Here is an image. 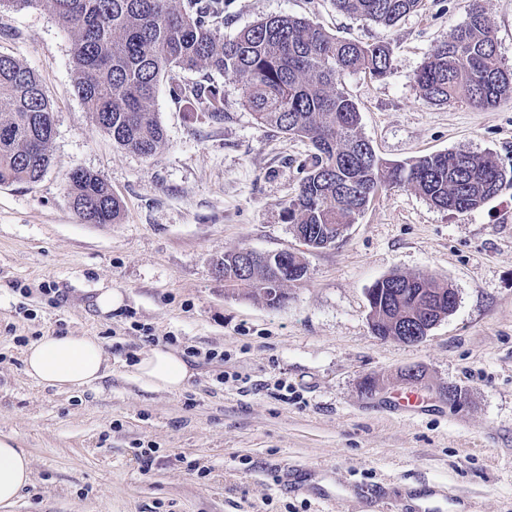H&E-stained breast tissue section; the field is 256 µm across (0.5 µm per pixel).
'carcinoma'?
I'll return each instance as SVG.
<instances>
[{
    "mask_svg": "<svg viewBox=\"0 0 512 512\" xmlns=\"http://www.w3.org/2000/svg\"><path fill=\"white\" fill-rule=\"evenodd\" d=\"M45 4L72 35L74 90L100 131L119 147L156 154L163 129L154 109L160 77L173 69H207L243 82L244 98L258 122L308 140L315 153L288 222L311 235L313 248L342 237L383 185L407 184L437 208L479 209L496 196L504 175L491 158L462 150L419 156L385 166L359 136L360 113L339 87L344 74L384 79L391 49L383 42L340 39L290 15L267 17L226 39L220 34L223 0H0V9ZM336 11L390 27L420 9L422 0H333ZM426 100L465 101L475 108L512 99V68L497 51L483 0H468L467 20L455 27L416 74ZM195 101L211 119H224V93L214 84L171 88ZM54 114L36 74L17 58L0 54V185L32 183L50 165ZM69 197L86 224H115L121 200L91 170L74 172ZM278 254L249 263L248 283L224 279L244 296L263 294L280 267ZM286 281L302 279L303 261L288 255ZM371 329L377 336H421L455 308V293L419 276L393 275L369 290Z\"/></svg>",
    "mask_w": 512,
    "mask_h": 512,
    "instance_id": "cac0c4a2",
    "label": "carcinoma"
}]
</instances>
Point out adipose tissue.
<instances>
[{"label": "adipose tissue", "instance_id": "ef3b65f1", "mask_svg": "<svg viewBox=\"0 0 512 512\" xmlns=\"http://www.w3.org/2000/svg\"><path fill=\"white\" fill-rule=\"evenodd\" d=\"M24 365L37 383L73 391L91 388L108 370L98 338L72 334L40 337L25 350ZM134 370L146 386L169 393L184 389L194 376L183 357L161 346L141 354ZM30 482L28 452L15 435L0 433V507L11 506Z\"/></svg>", "mask_w": 512, "mask_h": 512}]
</instances>
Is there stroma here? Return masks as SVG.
<instances>
[{"instance_id": "35a3bbf8", "label": "stroma", "mask_w": 512, "mask_h": 512, "mask_svg": "<svg viewBox=\"0 0 512 512\" xmlns=\"http://www.w3.org/2000/svg\"><path fill=\"white\" fill-rule=\"evenodd\" d=\"M512 67V0H484ZM306 18L336 36L392 49L391 73L344 76L359 133L393 165L465 150L508 176L481 208L440 210L407 185L374 195L343 241L310 249L287 207L314 149L256 121L239 79L173 70L154 109L163 144L147 158L100 132L74 90L70 34L41 5L0 11V53L29 66L54 112L51 162L35 183L0 185V431L32 460V483L6 512H324L317 489L341 485L335 512H366L374 486L422 501L438 485L475 512H512V101L436 105L415 75L467 19L466 0H424L395 26L349 17L332 0H224L234 37L270 15ZM224 90L212 120L171 82ZM77 169L99 173L123 203L115 224H86L66 190ZM242 248L288 251L307 266L287 300L228 293L215 269ZM394 274L453 288L457 306L416 343L373 335L367 293ZM123 295L110 313L99 289ZM98 337L110 373L83 392L24 372L46 335ZM192 352L175 393L151 390L133 363L151 344ZM421 368L420 407L398 408L396 380ZM231 381L218 382L219 373ZM247 386H240V379ZM376 382L366 393L365 380ZM464 397L448 405L449 390ZM156 459L142 469L137 455ZM313 476L284 489L283 473Z\"/></svg>"}]
</instances>
